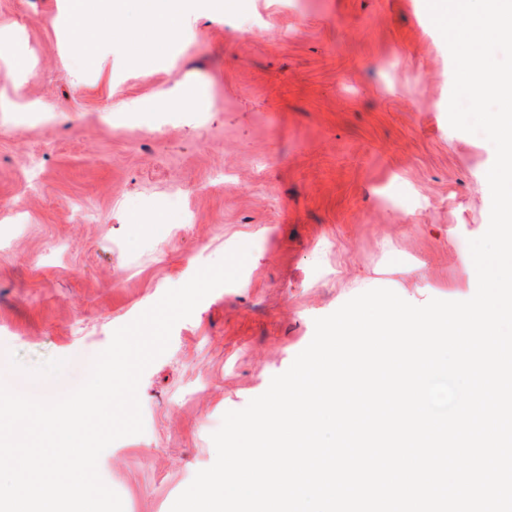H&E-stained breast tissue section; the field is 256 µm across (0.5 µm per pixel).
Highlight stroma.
<instances>
[{
    "instance_id": "35a3bbf8",
    "label": "stroma",
    "mask_w": 512,
    "mask_h": 512,
    "mask_svg": "<svg viewBox=\"0 0 512 512\" xmlns=\"http://www.w3.org/2000/svg\"><path fill=\"white\" fill-rule=\"evenodd\" d=\"M71 0H0V361L62 394L114 331L235 248L238 282L144 371L143 433L98 461L124 512H170L211 435L285 372L315 319L388 288L466 300L492 144L453 129L425 0H182L148 68L89 63ZM143 98L150 112H128Z\"/></svg>"
}]
</instances>
